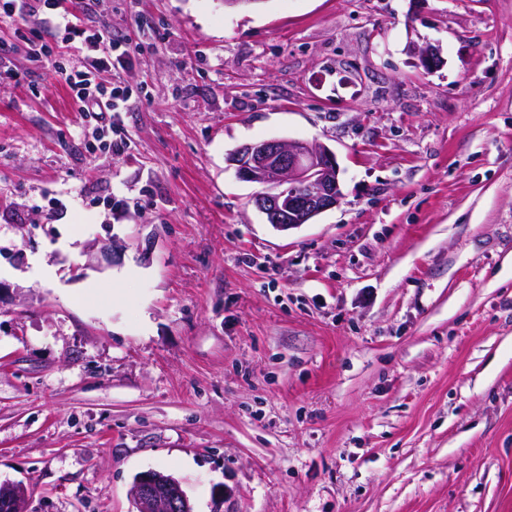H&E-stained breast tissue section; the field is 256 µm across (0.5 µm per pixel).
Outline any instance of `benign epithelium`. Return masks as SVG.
I'll return each instance as SVG.
<instances>
[{"label":"benign epithelium","instance_id":"obj_1","mask_svg":"<svg viewBox=\"0 0 512 512\" xmlns=\"http://www.w3.org/2000/svg\"><path fill=\"white\" fill-rule=\"evenodd\" d=\"M418 64L426 71L441 63L440 48L432 43L412 46ZM244 181L263 186L254 198L256 208L270 224L288 230L309 223L339 205L343 193L334 153L326 146L305 140H266L247 143L228 157ZM130 496L134 512H193L173 476L159 471L138 475ZM25 485L0 483V502L9 512H27Z\"/></svg>","mask_w":512,"mask_h":512}]
</instances>
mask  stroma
Listing matches in <instances>:
<instances>
[{"mask_svg":"<svg viewBox=\"0 0 512 512\" xmlns=\"http://www.w3.org/2000/svg\"><path fill=\"white\" fill-rule=\"evenodd\" d=\"M86 18L128 50L119 157L30 61L53 32L0 19V481L29 512H133L151 470L194 512H512V0ZM267 139L331 149L340 206L269 224L226 161ZM412 52L417 57L418 64L426 71H431L441 63L440 48L432 43L413 45Z\"/></svg>","mask_w":512,"mask_h":512,"instance_id":"1","label":"stroma"}]
</instances>
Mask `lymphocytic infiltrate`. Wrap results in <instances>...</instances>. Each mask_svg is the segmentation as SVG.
<instances>
[{
    "mask_svg": "<svg viewBox=\"0 0 512 512\" xmlns=\"http://www.w3.org/2000/svg\"><path fill=\"white\" fill-rule=\"evenodd\" d=\"M36 14L42 15L44 24L63 35L68 43L85 49L81 57L69 61L61 71L79 111L93 114L100 121L121 111L129 91L114 73L126 63L124 43L103 30L83 25L77 7L69 5L68 0H0L1 19Z\"/></svg>",
    "mask_w": 512,
    "mask_h": 512,
    "instance_id": "f902f5d3",
    "label": "lymphocytic infiltrate"
}]
</instances>
